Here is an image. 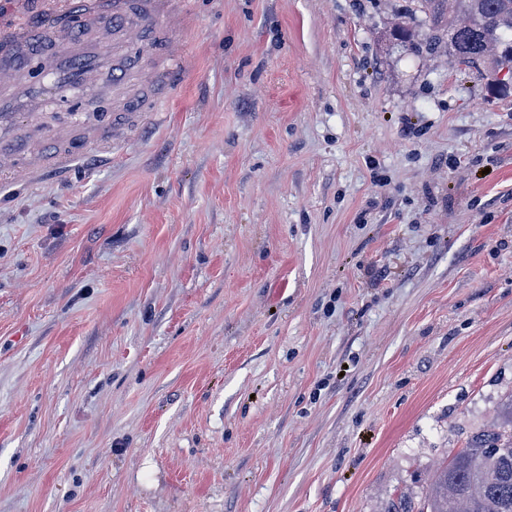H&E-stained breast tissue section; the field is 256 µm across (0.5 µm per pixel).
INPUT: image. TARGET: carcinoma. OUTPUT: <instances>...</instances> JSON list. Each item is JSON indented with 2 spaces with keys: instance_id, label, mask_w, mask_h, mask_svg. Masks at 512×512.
<instances>
[{
  "instance_id": "obj_1",
  "label": "carcinoma",
  "mask_w": 512,
  "mask_h": 512,
  "mask_svg": "<svg viewBox=\"0 0 512 512\" xmlns=\"http://www.w3.org/2000/svg\"><path fill=\"white\" fill-rule=\"evenodd\" d=\"M431 32L427 47L448 39V67L476 68L488 58L512 67V0H412ZM389 512H512V397L496 422L473 433L433 474L417 510L398 502Z\"/></svg>"
}]
</instances>
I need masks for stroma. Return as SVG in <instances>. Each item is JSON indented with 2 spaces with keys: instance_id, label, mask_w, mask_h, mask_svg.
<instances>
[{
  "instance_id": "35a3bbf8",
  "label": "stroma",
  "mask_w": 512,
  "mask_h": 512,
  "mask_svg": "<svg viewBox=\"0 0 512 512\" xmlns=\"http://www.w3.org/2000/svg\"><path fill=\"white\" fill-rule=\"evenodd\" d=\"M187 2L156 121L0 185V512L417 504L512 395V70L407 0Z\"/></svg>"
}]
</instances>
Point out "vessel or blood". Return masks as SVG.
I'll return each instance as SVG.
<instances>
[{
  "instance_id": "vessel-or-blood-1",
  "label": "vessel or blood",
  "mask_w": 512,
  "mask_h": 512,
  "mask_svg": "<svg viewBox=\"0 0 512 512\" xmlns=\"http://www.w3.org/2000/svg\"><path fill=\"white\" fill-rule=\"evenodd\" d=\"M191 25L184 0H76L36 29L0 30V182L70 172L87 153L103 159L160 112L180 60L174 52ZM112 75L102 83L101 73ZM103 97L121 92L111 117L60 127L20 128L60 87Z\"/></svg>"
}]
</instances>
